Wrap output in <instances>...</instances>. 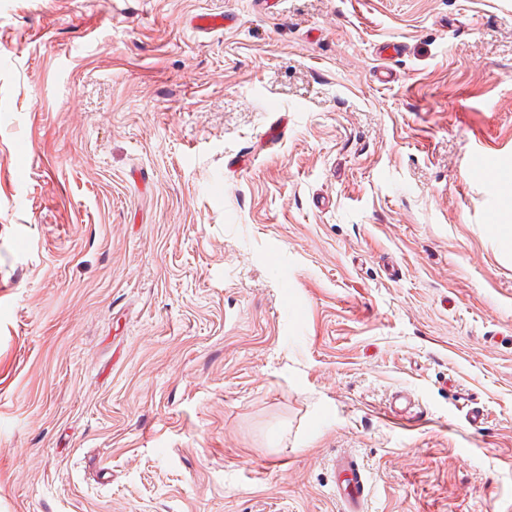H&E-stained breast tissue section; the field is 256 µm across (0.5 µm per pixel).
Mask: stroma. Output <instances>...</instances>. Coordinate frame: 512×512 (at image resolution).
<instances>
[{"label": "stroma", "instance_id": "1", "mask_svg": "<svg viewBox=\"0 0 512 512\" xmlns=\"http://www.w3.org/2000/svg\"><path fill=\"white\" fill-rule=\"evenodd\" d=\"M493 171L512 0H0V512H512ZM337 475L336 496L342 512H365L370 500V485L367 472L354 453H344L333 460ZM339 484H341L339 486Z\"/></svg>", "mask_w": 512, "mask_h": 512}]
</instances>
